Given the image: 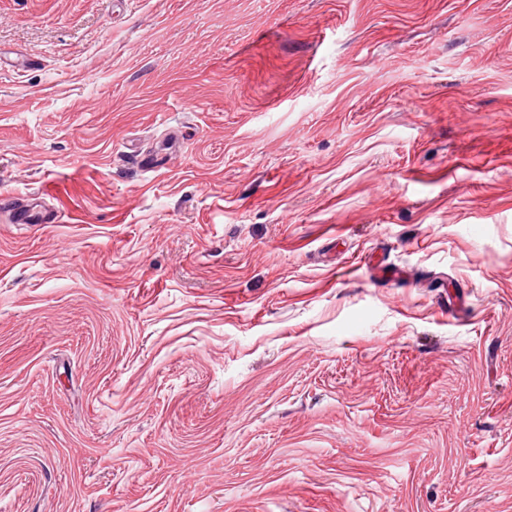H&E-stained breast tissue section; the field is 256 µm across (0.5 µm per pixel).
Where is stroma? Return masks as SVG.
<instances>
[{
    "label": "stroma",
    "instance_id": "stroma-1",
    "mask_svg": "<svg viewBox=\"0 0 512 512\" xmlns=\"http://www.w3.org/2000/svg\"><path fill=\"white\" fill-rule=\"evenodd\" d=\"M1 197L0 512H512V0H0ZM10 224H58L60 217L49 210H34L21 204H11Z\"/></svg>",
    "mask_w": 512,
    "mask_h": 512
}]
</instances>
